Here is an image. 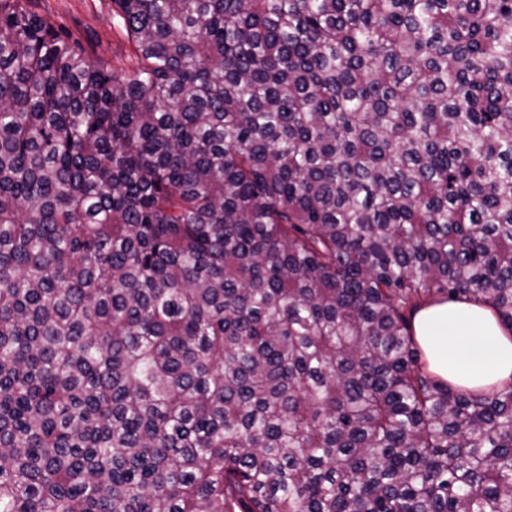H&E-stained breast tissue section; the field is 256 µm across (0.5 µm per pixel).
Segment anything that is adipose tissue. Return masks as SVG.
Listing matches in <instances>:
<instances>
[{"label":"adipose tissue","instance_id":"obj_1","mask_svg":"<svg viewBox=\"0 0 512 512\" xmlns=\"http://www.w3.org/2000/svg\"><path fill=\"white\" fill-rule=\"evenodd\" d=\"M413 329L437 377L470 390L512 382V332L490 308L433 304L419 310Z\"/></svg>","mask_w":512,"mask_h":512}]
</instances>
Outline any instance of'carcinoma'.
Returning <instances> with one entry per match:
<instances>
[{
    "label": "carcinoma",
    "mask_w": 512,
    "mask_h": 512,
    "mask_svg": "<svg viewBox=\"0 0 512 512\" xmlns=\"http://www.w3.org/2000/svg\"><path fill=\"white\" fill-rule=\"evenodd\" d=\"M0 0V512H512V0ZM32 4L111 68L130 64L132 47L114 16L112 0H38ZM413 329L437 377L470 390L512 382V336L490 308L429 305L419 310Z\"/></svg>",
    "instance_id": "1"
}]
</instances>
